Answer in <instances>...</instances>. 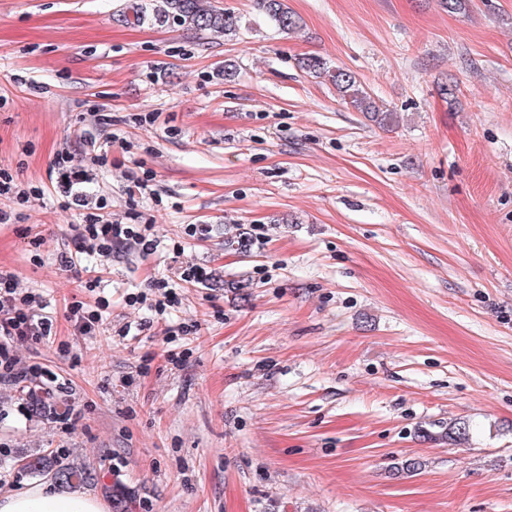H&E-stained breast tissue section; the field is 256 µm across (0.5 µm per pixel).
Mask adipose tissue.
<instances>
[{
	"mask_svg": "<svg viewBox=\"0 0 512 512\" xmlns=\"http://www.w3.org/2000/svg\"><path fill=\"white\" fill-rule=\"evenodd\" d=\"M0 512H107L102 500L79 489H65L45 480L0 495Z\"/></svg>",
	"mask_w": 512,
	"mask_h": 512,
	"instance_id": "1",
	"label": "adipose tissue"
}]
</instances>
